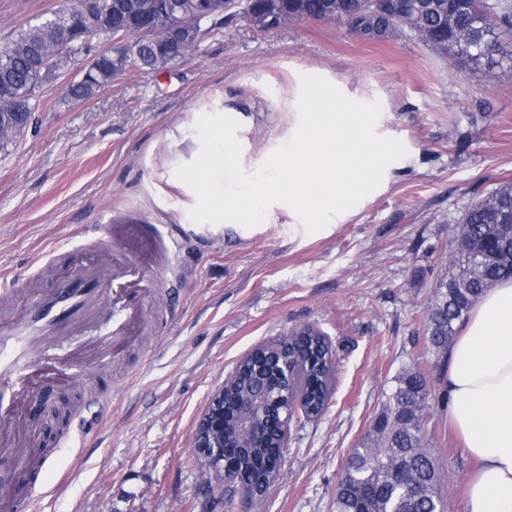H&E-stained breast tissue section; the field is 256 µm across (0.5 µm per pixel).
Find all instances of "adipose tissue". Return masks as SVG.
I'll return each mask as SVG.
<instances>
[{
  "mask_svg": "<svg viewBox=\"0 0 512 512\" xmlns=\"http://www.w3.org/2000/svg\"><path fill=\"white\" fill-rule=\"evenodd\" d=\"M447 361L448 418L479 464L468 512H512V279L481 297Z\"/></svg>",
  "mask_w": 512,
  "mask_h": 512,
  "instance_id": "obj_1",
  "label": "adipose tissue"
}]
</instances>
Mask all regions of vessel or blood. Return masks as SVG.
<instances>
[{
    "label": "vessel or blood",
    "mask_w": 512,
    "mask_h": 512,
    "mask_svg": "<svg viewBox=\"0 0 512 512\" xmlns=\"http://www.w3.org/2000/svg\"><path fill=\"white\" fill-rule=\"evenodd\" d=\"M179 232L170 224H109L94 229L82 246L83 262L54 250L41 272L28 274L22 309L0 310V411L30 406L49 386L70 385L54 351L55 341L111 307V335L134 338L145 328L144 309L160 275L178 278ZM51 438L19 420L0 426V453L42 467L31 450L51 447Z\"/></svg>",
    "instance_id": "1"
}]
</instances>
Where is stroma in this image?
Wrapping results in <instances>:
<instances>
[{
	"label": "stroma",
	"mask_w": 512,
	"mask_h": 512,
	"mask_svg": "<svg viewBox=\"0 0 512 512\" xmlns=\"http://www.w3.org/2000/svg\"><path fill=\"white\" fill-rule=\"evenodd\" d=\"M64 4L0 0V45ZM81 67L69 63L40 90L35 126L0 154V273L26 274L39 255L74 248L82 226L118 214L191 235L181 279L160 282L158 331L80 366L104 378L110 404L74 413L37 512H239L224 486L204 484L196 424L239 359L306 325L336 351L334 395L320 419L292 424L280 475L255 512H334L344 463L394 376L430 368L423 322L457 248L453 227L472 201L512 181V78L470 75L401 33L368 41L313 20L260 31L241 18L166 71L124 73L88 99L64 91ZM305 75L380 105L376 136L405 148L389 184L328 230L309 229L282 201L252 226L194 221L198 195L176 172L201 153L200 119L237 122L239 165L254 176L298 132ZM432 388L426 438L445 476V510L467 512L475 464L448 426L440 382Z\"/></svg>",
	"instance_id": "stroma-1"
}]
</instances>
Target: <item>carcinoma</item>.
Returning <instances> with one entry per match:
<instances>
[{"label":"carcinoma","instance_id":"carcinoma-1","mask_svg":"<svg viewBox=\"0 0 512 512\" xmlns=\"http://www.w3.org/2000/svg\"><path fill=\"white\" fill-rule=\"evenodd\" d=\"M175 2L178 12L193 15L197 0H152L158 16H169ZM402 11L378 17V23L394 32L411 24V35L454 63L468 67L472 74L498 71L512 76V3L509 0H399ZM281 14L291 21L316 20L354 24L360 0H276ZM125 22L123 13L112 7V0H68L65 6L35 24L15 29L0 48V123L24 130L27 116H16L12 100L26 99L24 111L39 108L37 90L42 86L43 62L52 56L58 42L69 33V59L90 57L99 47L94 37L108 39L109 25ZM226 15L207 17L201 34L184 42L177 52L185 57L199 50L206 40L222 33ZM162 45H141V71L154 70L153 63ZM112 81V55L103 57L93 83H71L66 94L74 98L93 97ZM512 210V182L490 190L462 213L458 223L466 225L468 243L458 247L448 272L439 281L444 288L433 290L424 318V330L436 364L445 362L448 345L460 323L469 316L483 294L512 274V234L500 226L503 211ZM303 366L292 377V384L306 391V411L319 413L328 406L323 396L325 359L329 350L324 339L303 332ZM266 381L269 391L279 390L277 366L286 359L274 349ZM254 363L239 369L235 383L224 387L227 423L233 424L238 399L252 387ZM432 390L430 377L413 367H405L394 377L385 393L380 415L384 425L371 428L367 439L352 449L344 464L334 499L335 512H443L444 479L433 451L426 446L425 433L430 416ZM267 448L242 447L236 455L239 485L252 496L264 494L257 466L267 456Z\"/></svg>","mask_w":512,"mask_h":512}]
</instances>
